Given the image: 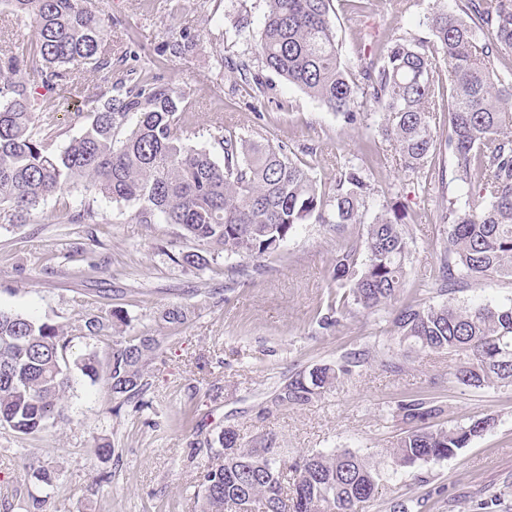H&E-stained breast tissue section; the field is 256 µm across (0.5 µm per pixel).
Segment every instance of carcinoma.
<instances>
[{"label": "carcinoma", "instance_id": "carcinoma-1", "mask_svg": "<svg viewBox=\"0 0 512 512\" xmlns=\"http://www.w3.org/2000/svg\"><path fill=\"white\" fill-rule=\"evenodd\" d=\"M427 17L433 49L415 38L388 41L377 58L360 59L359 77L342 65L331 16L332 0H266L261 67L235 65L240 80L261 89L273 72L330 111L356 120L363 98L383 113L381 137L401 168L420 173L440 149L434 113H447L448 165L456 195L441 209L448 225L435 285L445 295L464 278L512 280V78L493 69L512 53V0H455ZM30 20L31 41L0 47V221L25 224L48 199L79 185L102 198L135 206L140 224H174L200 246L244 258L278 251L300 224H366L359 240L336 249L331 278L351 302L323 316L329 328L351 306L375 311L397 300L411 252L405 215L384 206L365 222L371 192L365 168L341 169L332 196L284 152L239 136L214 122L207 146L193 143L187 113L190 91L163 83L127 50L128 66L112 76V16L86 0H0ZM199 40L185 28L167 43L171 55ZM446 72L448 85L440 84ZM96 77L94 103L80 135L58 145L54 115L41 109L55 90L85 92L83 74ZM398 343L457 357L451 375L481 390L512 385V302L496 306L405 302L392 320ZM151 336L118 344L107 364L88 351L70 360L58 327L0 308V427L34 435L64 412L71 373L91 380L104 374L112 394L125 400L147 385ZM350 352L337 366L295 373L271 399L274 407L303 406L336 387L364 362ZM442 409L423 397L398 402L408 425L384 450L395 468L437 463L457 455L489 429L488 418L435 426ZM203 465L201 512H357L381 481L372 457L349 450H316L292 460L277 448L247 445L222 428Z\"/></svg>", "mask_w": 512, "mask_h": 512}]
</instances>
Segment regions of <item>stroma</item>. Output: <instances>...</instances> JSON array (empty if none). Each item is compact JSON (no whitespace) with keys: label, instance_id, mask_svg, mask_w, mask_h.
<instances>
[{"label":"stroma","instance_id":"35a3bbf8","mask_svg":"<svg viewBox=\"0 0 512 512\" xmlns=\"http://www.w3.org/2000/svg\"><path fill=\"white\" fill-rule=\"evenodd\" d=\"M91 2L112 16L113 57L138 43L162 81L190 88L197 144H208L219 116L236 134L282 146L325 189L345 163L362 165L373 186L369 212L391 202L407 215L413 244L405 293L431 305L512 301L510 279L469 280L445 297L431 288L446 227L438 220L441 188L426 194L422 186L447 170V150L422 173L408 174L379 135L382 114L372 106L359 107L350 124L275 73H267L262 93L232 69L216 73L218 54L259 65L265 0ZM440 3L451 8L455 0H333L342 63L357 70L391 35L431 41L426 18ZM241 22L252 40L235 38ZM185 27L196 30L198 46L173 57L164 47ZM66 201L74 212L93 207L99 223H68L52 199L30 223H0V308L57 325L73 353L93 351L104 361L115 344L152 336L148 386L139 400L122 404L105 379L76 371L65 413L47 430L25 436L0 428V512H24L33 494L45 497V512H199L206 440L220 428H234L246 443L274 438L292 457L332 448L374 456L404 431L393 412L414 395L441 407L438 423L488 416L495 425L450 459L386 471L378 494L359 512H390L399 499L413 501V512H480V502L495 493L493 512H512V387H465L451 376L454 355L398 344L392 305L320 327L343 294L329 275L336 247L361 236L364 225L302 224L273 256L256 262L222 254L196 270L172 260L192 248L176 226L137 223L133 207L81 188ZM176 306L191 310L184 324L163 318ZM114 310L120 320L87 335L86 318ZM354 350L369 351V359L335 389L301 407L271 408L274 391L294 373L337 364ZM106 440L114 453L101 460L95 448ZM51 465L60 469L59 480L38 485L33 470Z\"/></svg>","mask_w":512,"mask_h":512}]
</instances>
